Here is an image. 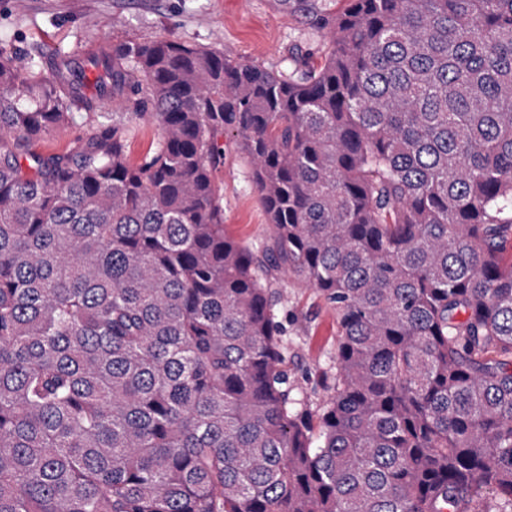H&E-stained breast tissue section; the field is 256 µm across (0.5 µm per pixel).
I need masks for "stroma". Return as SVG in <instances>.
I'll return each instance as SVG.
<instances>
[{
    "label": "stroma",
    "mask_w": 512,
    "mask_h": 512,
    "mask_svg": "<svg viewBox=\"0 0 512 512\" xmlns=\"http://www.w3.org/2000/svg\"><path fill=\"white\" fill-rule=\"evenodd\" d=\"M155 39L209 46L225 58L277 72L287 71L290 48L313 49L321 42L295 16L275 9L273 0H0V44L71 54L85 43ZM90 133L78 116L31 149L66 153ZM216 184L225 233L242 244L258 245L267 234V219L252 189L250 166L230 133L224 136V166ZM275 291L288 365L311 403L320 405L328 397L320 375L336 370V313L320 292L293 276L282 277Z\"/></svg>",
    "instance_id": "stroma-1"
}]
</instances>
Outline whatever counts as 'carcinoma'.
I'll return each mask as SVG.
<instances>
[{
    "label": "carcinoma",
    "mask_w": 512,
    "mask_h": 512,
    "mask_svg": "<svg viewBox=\"0 0 512 512\" xmlns=\"http://www.w3.org/2000/svg\"><path fill=\"white\" fill-rule=\"evenodd\" d=\"M342 2L274 0L323 37L286 73L127 41L88 94L0 45V512H512V0ZM228 132L257 248L224 233ZM288 273L339 325L315 408ZM91 133V127L84 118L76 115L73 122L55 128L40 140L34 142L31 150L36 153H67L73 149L76 142L86 139ZM126 136L129 157L131 161L138 162L153 148L160 136V129L151 122L133 120L127 123Z\"/></svg>",
    "instance_id": "obj_1"
}]
</instances>
